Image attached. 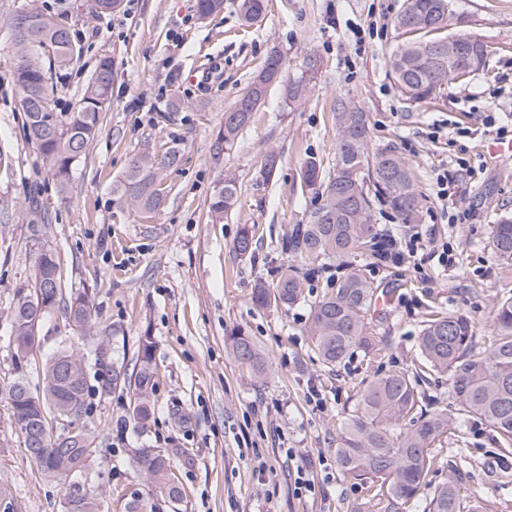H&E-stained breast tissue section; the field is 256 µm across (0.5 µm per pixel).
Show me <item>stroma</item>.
Returning a JSON list of instances; mask_svg holds the SVG:
<instances>
[{"instance_id": "1", "label": "stroma", "mask_w": 512, "mask_h": 512, "mask_svg": "<svg viewBox=\"0 0 512 512\" xmlns=\"http://www.w3.org/2000/svg\"><path fill=\"white\" fill-rule=\"evenodd\" d=\"M403 3L268 0L262 17L245 24L238 0H224L206 20L195 0H123L120 10L101 17L92 14L91 0H0V389L21 375L38 384L62 341L87 351L97 342L58 313L43 324L40 345L16 365L8 314L16 288L33 281L44 243L54 251L63 288L89 289L93 319L109 330L115 362L133 367L144 337L154 343L150 421L133 420L131 396L121 390L92 397L81 419L101 448L86 484L101 512H126L134 495L150 498L153 512H378L376 485L346 479L336 464V439L358 392L388 372L412 370L433 312H465L478 325L479 342L489 341L493 303L512 289V267H501L488 244L491 225L512 216V159L490 163L476 147L491 137L487 115L512 120V0H454L444 32L483 41L486 65L422 101L403 96L388 67L402 41L393 20ZM33 5L68 26L81 48L58 86L57 111L76 105L100 56L114 65L102 131L64 187L27 140L15 91L18 56L9 24ZM358 28L364 38H356ZM273 52L288 77L307 57L320 60L311 95L293 105L280 87H270L233 146L215 152L225 112ZM342 102L366 113L373 143L397 147L421 193L416 224L376 208L380 233L401 239L420 232L424 249L449 246L451 261L419 268L368 254L327 260L304 302L256 307L254 282L291 263L279 243L314 206L301 188L303 161L334 167ZM173 151L179 162L159 170L154 210L138 213L120 202L112 186L133 155ZM271 151L279 162L268 177L263 164ZM446 170L457 189L444 199L436 178ZM227 173L237 178L238 202L216 222L210 200ZM452 214L462 222L449 223ZM35 224L49 225L46 241L36 240ZM245 226L254 244L242 256L233 243ZM354 267L391 299L368 317L384 348L373 358L353 349L328 367L305 333L310 305ZM235 332L256 343L264 375L234 357ZM421 389L453 423L433 445L435 464L403 512H427L454 468L466 499L480 500L485 512H512V456L500 455L495 433L449 398L446 375L427 376ZM136 448L169 458L184 489L181 502L150 496L128 464ZM0 485L10 489L17 512H62L70 487L43 476L25 454L1 397Z\"/></svg>"}]
</instances>
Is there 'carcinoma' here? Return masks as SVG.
<instances>
[{
    "mask_svg": "<svg viewBox=\"0 0 512 512\" xmlns=\"http://www.w3.org/2000/svg\"><path fill=\"white\" fill-rule=\"evenodd\" d=\"M266 0H239L246 22L258 20ZM452 0H404V9L395 26L413 39L397 46L389 67L400 91L414 101L434 94L451 78H460L485 67L486 46H475L473 54L438 61L432 49L442 37L420 40L415 35L441 30L448 22ZM13 40L21 58L16 89L26 115L28 139L35 143L45 164L60 184L102 128V114L112 96V58L103 56L71 112L54 110L53 75L68 68L81 50L70 29L42 10L29 14L19 27L11 22ZM316 62L283 84L290 103L304 101L312 89ZM267 86L256 82L238 99L224 118L218 132L216 153L233 145L266 96ZM336 165L326 174L313 157L302 166V182L315 200L305 223L297 224L282 241V251L307 265L286 266L277 271L275 282L259 279L251 288V302L288 308L305 299L308 278L319 271L321 260L341 259L377 247L378 233L372 213L376 204L384 206L403 224L416 223L419 197L415 178L392 145H371L366 114L354 104H340L336 112ZM174 154L155 162L147 154L131 158L128 168L112 192L137 211L153 209L159 199L157 164L171 166ZM236 177L227 173L222 187L213 196L209 212L223 219L238 200ZM489 245L500 264L512 267V220L505 217L490 227ZM376 288L361 270L353 268L310 309L306 332L313 350L327 366L341 362L354 348L366 354L379 351L367 315L374 305ZM93 303L88 290L66 292L57 276L51 247L41 245L32 283L16 288V303L10 312L16 363L32 352L42 323L57 309L90 336H98L92 322ZM493 336L486 347L475 342L476 323L458 311L440 312L426 321L418 341L420 361L415 371H393L372 380L361 391L354 410L344 421L337 439L336 460L342 474L353 481L379 483V512H401V506L416 498L434 464L432 445L448 433L450 418L444 412H430L420 389L422 376L436 371L448 374L449 396L470 415L486 421L496 432L504 453H512V293L494 305ZM235 357L258 374L265 361L255 343L240 334L230 337ZM153 343L147 337L133 370L110 362L98 366L96 385L88 384L84 353L64 347L50 357L42 369V392L34 395L23 377L6 388L12 423L22 437L25 452L41 473L49 478H71L76 490L64 502L65 512H97L96 498L78 490L97 457L96 436L82 428L66 440L51 436L48 417H82L89 410L87 395L116 389L132 394V415L146 424L152 411L154 390ZM411 426H402L404 421ZM140 479L160 497L178 501L182 491L173 479L170 462L151 448H138L130 458ZM428 512H477L463 502L461 485L450 474L439 487Z\"/></svg>",
    "mask_w": 512,
    "mask_h": 512,
    "instance_id": "cac0c4a2",
    "label": "carcinoma"
}]
</instances>
